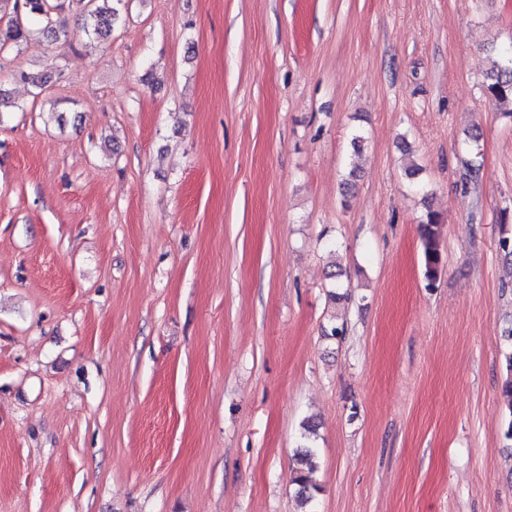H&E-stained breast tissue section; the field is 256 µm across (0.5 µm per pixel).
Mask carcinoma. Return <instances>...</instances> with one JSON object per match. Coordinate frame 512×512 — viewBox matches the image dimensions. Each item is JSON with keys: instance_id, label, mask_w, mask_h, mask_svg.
<instances>
[{"instance_id": "1", "label": "carcinoma", "mask_w": 512, "mask_h": 512, "mask_svg": "<svg viewBox=\"0 0 512 512\" xmlns=\"http://www.w3.org/2000/svg\"><path fill=\"white\" fill-rule=\"evenodd\" d=\"M22 6H13V16L5 30H0V53L26 40L33 33L32 25H40V32L55 36L66 29L60 16L65 12L66 0H15ZM126 0H88L82 7L81 28L85 34H94L100 38L112 34V28L120 16ZM494 57L487 71L488 97L512 118V45H503L493 49ZM441 215L427 210L420 222L421 258L427 287L432 288L438 280L443 267L440 250ZM347 331V324L331 319L322 326L321 334L327 339L340 341ZM508 378L501 388V398L509 420L504 431L505 437L512 439V351L505 355ZM316 449L305 446L297 451L293 482L297 486V495L305 504L315 500L320 488L313 483L312 473Z\"/></svg>"}]
</instances>
